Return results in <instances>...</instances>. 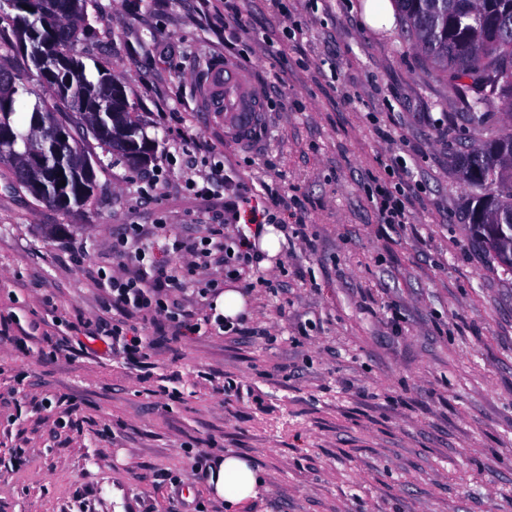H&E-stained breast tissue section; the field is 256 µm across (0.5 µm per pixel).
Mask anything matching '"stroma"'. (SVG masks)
Instances as JSON below:
<instances>
[{"mask_svg":"<svg viewBox=\"0 0 512 512\" xmlns=\"http://www.w3.org/2000/svg\"><path fill=\"white\" fill-rule=\"evenodd\" d=\"M365 0H87L72 52L122 79L156 148L138 170L96 172L93 208L63 210L0 178V512H222L192 457H248L267 486L247 512H512V275L473 240L454 156L512 128L469 125L446 74L402 19L378 29ZM0 60L50 99L9 21ZM231 62L260 83L252 143L213 125L196 83ZM179 113L175 124L170 113ZM195 131L284 241L243 290L248 334L192 336L139 322L147 366L103 342L97 273L132 224L201 235L223 185L199 198L167 159ZM411 172L409 221L380 223L379 183ZM159 200L137 193L153 175ZM303 225L304 238L292 230ZM233 386L225 396V386Z\"/></svg>","mask_w":512,"mask_h":512,"instance_id":"stroma-1","label":"stroma"}]
</instances>
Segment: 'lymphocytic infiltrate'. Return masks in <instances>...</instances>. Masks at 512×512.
<instances>
[{
    "instance_id": "f902f5d3",
    "label": "lymphocytic infiltrate",
    "mask_w": 512,
    "mask_h": 512,
    "mask_svg": "<svg viewBox=\"0 0 512 512\" xmlns=\"http://www.w3.org/2000/svg\"><path fill=\"white\" fill-rule=\"evenodd\" d=\"M251 258L246 236L227 238L220 223L205 225L203 235L195 238L183 237L167 224L156 225L153 236L146 238L138 225H129L112 244L115 272L99 276L98 286L104 291L102 315L79 320L75 330L94 341L111 338L126 359L138 366L149 356V343L137 329L126 325L130 316L169 323L183 336L203 327L220 334H242L244 326L229 324L220 313L209 312L199 321L181 313L168 294L188 290L209 299L221 284L204 278V271L220 262L236 276ZM111 311L118 312V319H108Z\"/></svg>"
}]
</instances>
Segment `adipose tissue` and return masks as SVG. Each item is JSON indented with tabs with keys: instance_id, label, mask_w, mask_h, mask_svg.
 I'll use <instances>...</instances> for the list:
<instances>
[{
	"instance_id": "adipose-tissue-1",
	"label": "adipose tissue",
	"mask_w": 512,
	"mask_h": 512,
	"mask_svg": "<svg viewBox=\"0 0 512 512\" xmlns=\"http://www.w3.org/2000/svg\"><path fill=\"white\" fill-rule=\"evenodd\" d=\"M209 485L217 496L223 498L228 512H242L257 499L264 480L247 458L227 453L217 460Z\"/></svg>"
}]
</instances>
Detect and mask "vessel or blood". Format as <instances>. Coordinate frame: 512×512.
I'll return each instance as SVG.
<instances>
[{
    "label": "vessel or blood",
    "instance_id": "b4317fda",
    "mask_svg": "<svg viewBox=\"0 0 512 512\" xmlns=\"http://www.w3.org/2000/svg\"><path fill=\"white\" fill-rule=\"evenodd\" d=\"M198 105L205 112L223 113L225 125L245 135L259 121L263 91L250 72L231 63L216 65L200 79Z\"/></svg>",
    "mask_w": 512,
    "mask_h": 512
}]
</instances>
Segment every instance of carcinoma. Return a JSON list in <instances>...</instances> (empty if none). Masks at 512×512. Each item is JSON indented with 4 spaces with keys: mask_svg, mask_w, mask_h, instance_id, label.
Returning <instances> with one entry per match:
<instances>
[{
    "mask_svg": "<svg viewBox=\"0 0 512 512\" xmlns=\"http://www.w3.org/2000/svg\"><path fill=\"white\" fill-rule=\"evenodd\" d=\"M408 33L448 73L472 125L484 123L494 105L512 112V0H394ZM12 22L43 86L64 107L83 116L86 128L113 159L130 162L128 150L112 142V112L128 116L129 144L146 150V139L129 102L125 85L112 73L96 69L72 54L79 32L88 26L86 0H10ZM29 9H24V6ZM17 86L0 100V129L21 154L31 138L42 141L50 172L49 203L63 210L89 206L95 199V166L99 159L86 152L75 136L58 138L56 117L43 103L32 107L25 125L17 122L22 95ZM458 171L474 170L485 179L467 184L470 193L464 218L474 240L505 274H512V250L499 238L512 237V132L473 145L455 159ZM65 185H60V181Z\"/></svg>",
    "mask_w": 512,
    "mask_h": 512,
    "instance_id": "1",
    "label": "carcinoma"
}]
</instances>
